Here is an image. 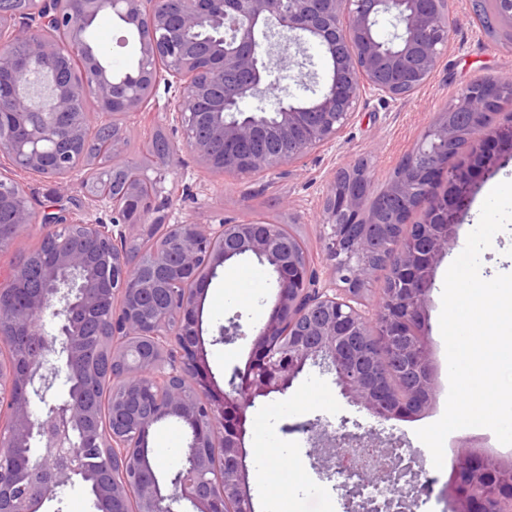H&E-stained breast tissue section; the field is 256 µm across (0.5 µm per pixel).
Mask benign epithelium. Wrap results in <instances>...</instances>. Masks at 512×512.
Instances as JSON below:
<instances>
[{"label":"benign epithelium","mask_w":512,"mask_h":512,"mask_svg":"<svg viewBox=\"0 0 512 512\" xmlns=\"http://www.w3.org/2000/svg\"><path fill=\"white\" fill-rule=\"evenodd\" d=\"M492 16L512 45V0H494ZM115 15L140 35L135 75L121 78L89 42L100 14ZM394 32L379 37L382 20ZM286 36L278 61L314 44L330 71L310 99L280 103L274 118L254 112L240 119L231 109L266 88L263 73L271 29ZM449 0H27L22 14L0 3V157L17 170L64 185L78 167L87 134L86 99L109 118L135 114L158 101L184 144L209 167L233 173L236 156L248 155V172L272 173L311 149L335 140L363 95L397 99L424 86L452 48ZM503 98L495 85L471 84L452 102L465 124L444 112L428 126L417 150L436 162L406 164L383 195L367 199L359 175L339 169L322 201L328 273L311 267L301 240L278 224L170 223L166 210L184 193L179 181L164 191L133 183L120 195L89 194L109 221L94 224L65 215H40L21 184L0 177V210L10 208L14 234L52 225L45 240L64 232L98 247L100 277L88 281V257L58 247L37 269L42 287L17 300L14 279L0 281V311L9 303L22 317L15 331L35 337L36 358L17 374L0 363V512H35L56 489L79 474L74 456L112 449L108 481L95 485L97 512H176L187 500L193 512H253L246 464V421L256 399L285 394L309 364L333 372L342 395L379 423L420 413L432 401L434 377L422 326L435 270L453 232L439 229L465 201L456 185H476L495 159L512 154V139L494 133L483 140L489 114ZM468 153L464 168L448 170L438 158ZM446 181L441 194L434 192ZM420 211L423 220L408 223ZM172 245L155 248L135 268L128 252L153 240L159 229ZM380 253L402 284L384 288L375 307L364 300L377 276ZM254 257L275 277L276 295L253 329L245 369H234L228 388L210 373L202 330L204 285L218 268ZM112 316L95 343L71 333L72 319H88L104 302ZM108 352L112 364V428L84 427L90 410L78 409L69 369ZM65 391L44 414L26 387L50 360ZM167 420L191 432L176 477L163 488L160 464L141 459L152 429ZM28 448L25 458L10 449ZM453 512H512V461L473 451L451 462L446 487ZM347 512H367L358 483L345 492Z\"/></svg>","instance_id":"obj_1"}]
</instances>
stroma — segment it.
<instances>
[{
	"label": "stroma",
	"instance_id": "1",
	"mask_svg": "<svg viewBox=\"0 0 512 512\" xmlns=\"http://www.w3.org/2000/svg\"><path fill=\"white\" fill-rule=\"evenodd\" d=\"M451 11L454 45L421 89L386 103L365 97L334 143L309 151L299 162L264 176L228 174L209 168L184 147L181 134L172 129L164 112L151 107L122 118L126 139L113 159L119 163H143L145 145L156 131H163L177 145L178 158L168 168L143 163V173L165 187L175 179L185 185V195L169 210L171 221L211 224L221 217L227 221L255 219L284 224L301 238L315 269L326 272L319 220L322 197L337 171L357 161H367L374 191L383 190L395 169L414 151L424 130L439 113L446 111L462 88L479 79L512 78V47L485 34L469 0H451ZM267 82L275 87V95L246 99V111H270L280 99L306 93L292 71L276 65L271 66ZM0 174L23 184L36 212L60 211L87 223L96 222L101 216L100 210L88 203L84 172L75 173L62 186L52 178L15 171L7 160L0 158ZM505 178H512V157L501 160L480 182L459 219L448 253L435 272L427 310L435 374L430 406L419 415L381 425L366 410L343 398L334 375L320 373L315 367L305 368L286 394L258 400L247 413L245 448L254 512H347L345 500L333 481L319 471L324 449L314 447L311 441L315 430H336L344 419L348 420L346 428L351 433L384 427L403 438L406 448L415 453L426 480L418 493L415 512H449L445 496L451 471L448 461L460 440H470L477 451L512 460V446L499 443L492 431L464 428L446 438L447 464L438 470L428 448L416 436L417 429L441 418L448 394V366L439 328L445 273L477 226L492 183ZM230 271L235 278L234 287H225L223 279H214L205 290L203 304L207 361L220 384L229 379L234 367L245 366L250 354L248 338L220 341V327L230 326L234 321L246 330L256 327L275 297L274 279L266 266L253 260L231 266ZM266 448L281 449L285 464L297 476L287 494L276 501L268 496L263 484L271 467L262 455Z\"/></svg>",
	"mask_w": 512,
	"mask_h": 512
}]
</instances>
